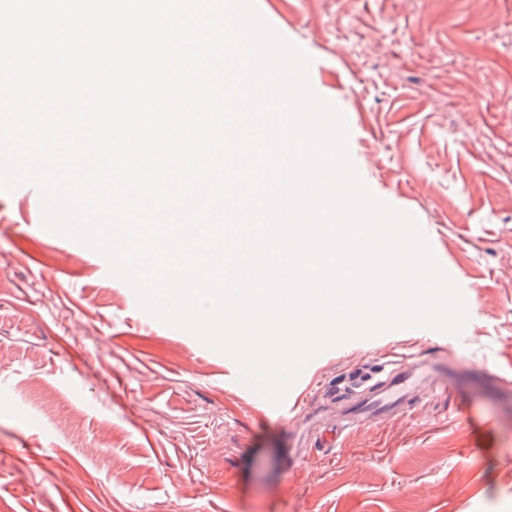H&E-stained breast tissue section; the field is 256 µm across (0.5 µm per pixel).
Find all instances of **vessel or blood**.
<instances>
[{"label": "vessel or blood", "mask_w": 512, "mask_h": 512, "mask_svg": "<svg viewBox=\"0 0 512 512\" xmlns=\"http://www.w3.org/2000/svg\"><path fill=\"white\" fill-rule=\"evenodd\" d=\"M467 369L459 368L440 377L435 365L423 361H395L376 377L364 381L348 406V415L333 430L328 447H337L342 437L357 424L378 415L403 411L413 393L422 387L448 389L462 381Z\"/></svg>", "instance_id": "b4317fda"}]
</instances>
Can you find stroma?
<instances>
[{"label": "stroma", "mask_w": 512, "mask_h": 512, "mask_svg": "<svg viewBox=\"0 0 512 512\" xmlns=\"http://www.w3.org/2000/svg\"><path fill=\"white\" fill-rule=\"evenodd\" d=\"M344 114L371 193L458 285L459 334L333 346L294 414L142 310L108 261L0 193V512H512V0H256ZM472 367L334 449L350 377L395 354Z\"/></svg>", "instance_id": "35a3bbf8"}]
</instances>
